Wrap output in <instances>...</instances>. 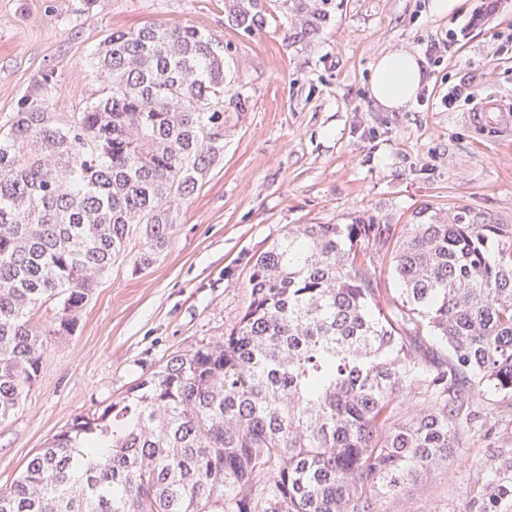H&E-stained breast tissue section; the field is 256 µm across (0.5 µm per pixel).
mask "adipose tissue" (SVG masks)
I'll list each match as a JSON object with an SVG mask.
<instances>
[{"label": "adipose tissue", "instance_id": "adipose-tissue-1", "mask_svg": "<svg viewBox=\"0 0 512 512\" xmlns=\"http://www.w3.org/2000/svg\"><path fill=\"white\" fill-rule=\"evenodd\" d=\"M425 82L424 60L406 50L383 54L373 65L371 97L389 110L413 102Z\"/></svg>", "mask_w": 512, "mask_h": 512}]
</instances>
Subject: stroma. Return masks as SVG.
<instances>
[{
	"label": "stroma",
	"mask_w": 512,
	"mask_h": 512,
	"mask_svg": "<svg viewBox=\"0 0 512 512\" xmlns=\"http://www.w3.org/2000/svg\"><path fill=\"white\" fill-rule=\"evenodd\" d=\"M434 0H336L317 34L300 36L270 0L263 29L229 26L224 0H0V117L47 68L60 77L53 108L71 112L100 86L85 62L105 30L155 20L190 24L232 48L234 83L248 108L224 140V156L182 205L168 248L149 269L118 259L69 336L50 340L37 382L0 421V487L79 415L118 400L133 384L203 339L224 335L250 296L258 255L296 224L512 225V140L471 125L470 105L450 110L454 87L478 100L512 98V4L439 62L410 107L370 95L375 59L461 25ZM470 484L456 468L381 503L382 512L457 508Z\"/></svg>",
	"instance_id": "stroma-1"
}]
</instances>
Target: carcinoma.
<instances>
[{
  "mask_svg": "<svg viewBox=\"0 0 512 512\" xmlns=\"http://www.w3.org/2000/svg\"><path fill=\"white\" fill-rule=\"evenodd\" d=\"M300 33L334 0H283ZM263 29L264 0H224ZM100 94L55 112L45 69L0 122V419L71 334L132 237L134 269L224 155L248 98L224 97L231 48L193 25L111 28L90 53ZM388 266L396 293L380 287ZM224 336L172 355L101 413L75 418L0 489V512H378L467 436L462 507L512 512V225L299 224L260 254ZM55 301L46 325L37 311ZM502 395L483 404L484 389Z\"/></svg>",
  "mask_w": 512,
  "mask_h": 512,
  "instance_id": "obj_1",
  "label": "carcinoma"
}]
</instances>
